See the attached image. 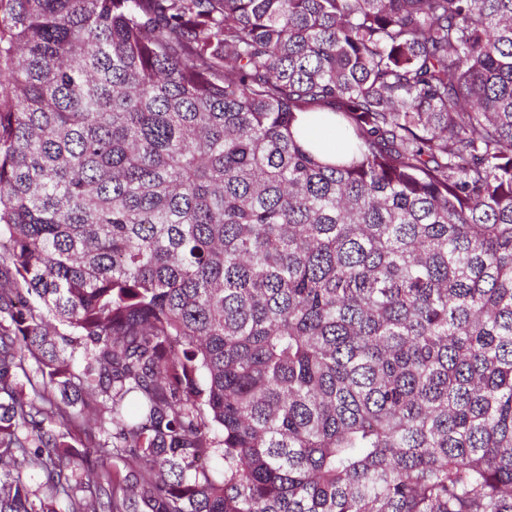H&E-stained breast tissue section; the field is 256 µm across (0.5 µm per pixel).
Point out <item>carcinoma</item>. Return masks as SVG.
<instances>
[{
	"label": "carcinoma",
	"mask_w": 512,
	"mask_h": 512,
	"mask_svg": "<svg viewBox=\"0 0 512 512\" xmlns=\"http://www.w3.org/2000/svg\"><path fill=\"white\" fill-rule=\"evenodd\" d=\"M0 512H512V0H0ZM310 136L323 144L328 150L336 152L339 136L336 129L324 119H316L309 126Z\"/></svg>",
	"instance_id": "obj_1"
}]
</instances>
